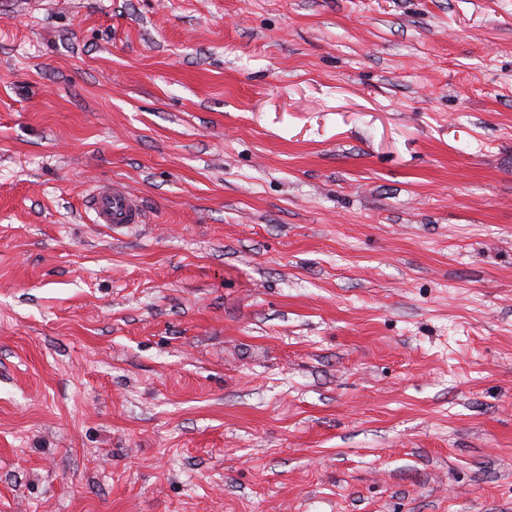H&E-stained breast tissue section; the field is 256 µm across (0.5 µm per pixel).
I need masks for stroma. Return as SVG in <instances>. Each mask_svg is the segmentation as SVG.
<instances>
[{
	"instance_id": "stroma-1",
	"label": "stroma",
	"mask_w": 512,
	"mask_h": 512,
	"mask_svg": "<svg viewBox=\"0 0 512 512\" xmlns=\"http://www.w3.org/2000/svg\"><path fill=\"white\" fill-rule=\"evenodd\" d=\"M0 512H512V0L0 15ZM89 204L95 224L122 226L140 224L143 221V212L137 197L114 185L93 191Z\"/></svg>"
}]
</instances>
